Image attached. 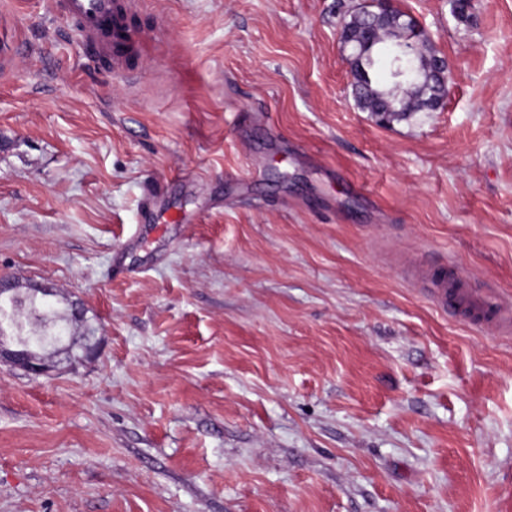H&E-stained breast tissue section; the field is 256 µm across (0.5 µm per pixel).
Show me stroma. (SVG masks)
I'll return each instance as SVG.
<instances>
[{
	"instance_id": "stroma-1",
	"label": "stroma",
	"mask_w": 512,
	"mask_h": 512,
	"mask_svg": "<svg viewBox=\"0 0 512 512\" xmlns=\"http://www.w3.org/2000/svg\"><path fill=\"white\" fill-rule=\"evenodd\" d=\"M135 56L0 0V275L97 354L0 365V512H512V0H395L442 110L362 111L355 0H122ZM465 288L463 279L451 273L447 281L440 280L434 284L433 294L442 303L444 309L456 306L470 321L483 323L486 326H497L501 308L497 312V306L489 304Z\"/></svg>"
}]
</instances>
